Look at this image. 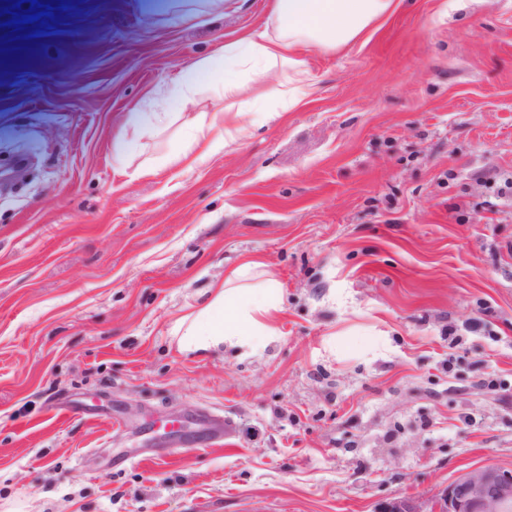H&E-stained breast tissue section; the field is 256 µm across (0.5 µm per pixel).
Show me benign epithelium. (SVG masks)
I'll use <instances>...</instances> for the list:
<instances>
[{
	"instance_id": "7a95c632",
	"label": "benign epithelium",
	"mask_w": 512,
	"mask_h": 512,
	"mask_svg": "<svg viewBox=\"0 0 512 512\" xmlns=\"http://www.w3.org/2000/svg\"><path fill=\"white\" fill-rule=\"evenodd\" d=\"M375 512H421L407 498L380 504ZM429 512H512V468L478 466L448 483Z\"/></svg>"
}]
</instances>
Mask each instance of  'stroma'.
Segmentation results:
<instances>
[{
  "label": "stroma",
  "instance_id": "35a3bbf8",
  "mask_svg": "<svg viewBox=\"0 0 512 512\" xmlns=\"http://www.w3.org/2000/svg\"><path fill=\"white\" fill-rule=\"evenodd\" d=\"M272 0H68L0 66V505L14 512H428L512 466V0H394L303 51L197 165L217 101L117 152L185 66ZM282 288L278 337L180 350L242 260Z\"/></svg>",
  "mask_w": 512,
  "mask_h": 512
}]
</instances>
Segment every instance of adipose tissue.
<instances>
[{"label":"adipose tissue","instance_id":"1","mask_svg":"<svg viewBox=\"0 0 512 512\" xmlns=\"http://www.w3.org/2000/svg\"><path fill=\"white\" fill-rule=\"evenodd\" d=\"M393 0H274L265 29L225 43L213 54L185 67L174 91L149 112H134L127 124L135 137L167 124L174 111L195 105L205 88L214 89L223 108L200 115L195 140L235 137L247 113L257 111L261 95L299 106L309 95L313 77L296 53L303 47L333 50L355 40L391 8ZM281 309V288L263 264L244 260L215 285L209 302L193 317L178 321L180 349L209 353L224 346L255 350L274 341Z\"/></svg>","mask_w":512,"mask_h":512}]
</instances>
